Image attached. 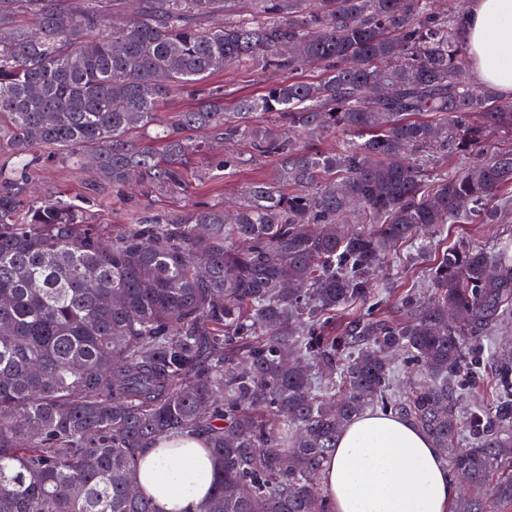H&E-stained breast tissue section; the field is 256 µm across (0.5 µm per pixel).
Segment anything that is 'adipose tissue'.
<instances>
[{
    "label": "adipose tissue",
    "mask_w": 512,
    "mask_h": 512,
    "mask_svg": "<svg viewBox=\"0 0 512 512\" xmlns=\"http://www.w3.org/2000/svg\"><path fill=\"white\" fill-rule=\"evenodd\" d=\"M467 8L474 78L512 95V0H469ZM211 481L196 438L161 441L140 460L138 483L160 512H191ZM319 481L331 512H450L459 493L440 449L408 420L379 410L344 428Z\"/></svg>",
    "instance_id": "obj_1"
}]
</instances>
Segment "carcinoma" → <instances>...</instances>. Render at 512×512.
I'll use <instances>...</instances> for the list:
<instances>
[{
  "mask_svg": "<svg viewBox=\"0 0 512 512\" xmlns=\"http://www.w3.org/2000/svg\"><path fill=\"white\" fill-rule=\"evenodd\" d=\"M0 0V512H158L141 455L198 437L213 462L191 512H330L317 487L367 408L454 448L468 477L453 512L512 503V354L498 396L463 407L483 332L512 318V248L450 246L433 296L404 318L361 313L394 247L439 224L512 212V105L463 80L465 7L436 0ZM288 73L231 111L224 95L161 124L173 93L236 63ZM321 71L318 82L295 77ZM256 113L265 124L249 125ZM208 139L195 140L190 131ZM346 131L353 140L324 150ZM245 139L274 158L244 200L134 214L38 198L27 157L89 164L114 187L173 192L192 159ZM460 159L438 171L440 159ZM249 159L226 152L230 175ZM345 224H363L349 230ZM417 379L393 390V357Z\"/></svg>",
  "mask_w": 512,
  "mask_h": 512,
  "instance_id": "1",
  "label": "carcinoma"
}]
</instances>
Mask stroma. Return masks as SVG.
Here are the masks:
<instances>
[{"label":"stroma","instance_id":"1","mask_svg":"<svg viewBox=\"0 0 512 512\" xmlns=\"http://www.w3.org/2000/svg\"><path fill=\"white\" fill-rule=\"evenodd\" d=\"M278 71L260 72L250 65L232 66L210 77L211 86L221 89L225 103L263 91L270 83L282 80ZM237 153L248 156V164L236 174L222 177L207 174V164L197 161L199 172L195 180L175 193H129L111 186L93 185L91 170L68 165L49 156L37 164L39 193L75 203L98 214L102 224L126 223L131 214L177 213L194 207L210 205L240 196L247 183L265 177L273 166L268 158L251 159L247 141L235 143ZM512 245V220L500 224H447L428 228L418 240L403 243L373 280L372 300L378 318L392 320L400 315V298L407 291H420L428 280L429 268L438 251L453 245L482 247L488 250ZM498 351L512 352V324L502 326L486 340L480 357L481 369L465 392L468 402L486 403L494 385L493 355Z\"/></svg>","mask_w":512,"mask_h":512}]
</instances>
